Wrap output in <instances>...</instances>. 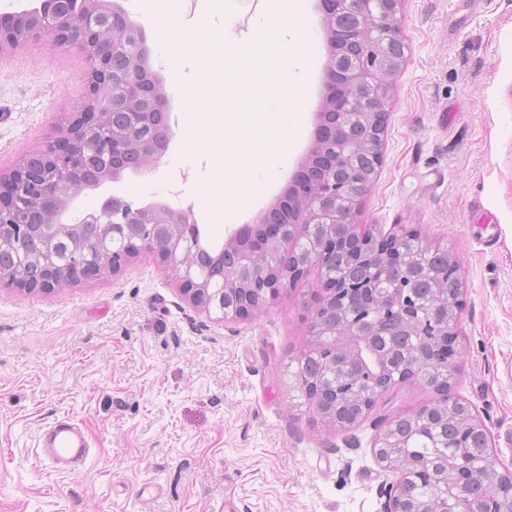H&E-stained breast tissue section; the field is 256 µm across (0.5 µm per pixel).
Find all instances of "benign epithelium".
I'll return each mask as SVG.
<instances>
[{
    "label": "benign epithelium",
    "mask_w": 512,
    "mask_h": 512,
    "mask_svg": "<svg viewBox=\"0 0 512 512\" xmlns=\"http://www.w3.org/2000/svg\"><path fill=\"white\" fill-rule=\"evenodd\" d=\"M352 3L358 16V37L366 41L372 52L378 57L386 56V46L379 39L381 30L401 35L398 19L402 0H322V25L327 35L334 33L342 6ZM84 12L74 9L72 0H42L40 8L0 15V54L15 51L27 43L47 37L59 46L80 49L89 62L85 104L63 129L59 138L50 140L40 151L26 156L7 175L0 174V243L15 234V227L7 220L17 213L19 189L33 186L39 192L43 205L60 217L66 204L85 189L77 181L70 180L74 191L63 194L59 190L60 177L80 170L96 150L109 157H118L127 150H137L147 156L143 169L156 167L162 157L161 147L150 141L136 137L117 139L109 136L104 128V111L101 89L109 80V59L115 53L120 42V34L126 30V19L106 2V0H82ZM401 61L388 60V71L369 68L352 59L346 51L338 47L330 55L327 73L336 74L338 83L345 93L336 97L331 91L326 94L320 112L316 113V123L322 124L326 112H346L349 109L350 95L372 92V96L388 100L391 93L392 77L400 69ZM117 96L133 107L130 113L132 123L143 124L151 112L166 107V100L148 95L139 72L133 70L121 83ZM356 117L373 135H382L386 113L358 112ZM330 155L333 165L352 167L355 156L349 149L344 126H333L329 136L315 134L302 167L309 166L318 155ZM287 191L293 193L298 201L294 218L289 224L280 225L269 231L264 220L254 224H244L228 230L225 245L236 247L239 267L249 271L246 280L240 274H226L223 295L231 294L235 286L244 291L240 302L228 308L224 303L213 300L205 285L197 280L190 270L186 257L197 248L195 233L202 232L193 221V215L187 210H174L166 206L134 208L119 197L108 198L101 208L86 215V220L100 224L107 238L131 237L132 229L138 217L150 214L161 219L160 227L178 224L182 233L162 242L141 241L133 245L130 253L112 257L105 265H92L81 254L67 259L63 264H48L36 283L23 282L0 271V282L23 288L27 291L50 290L61 285H73L101 276L105 271H117L129 258L157 255L178 274L184 293L196 305L206 312L215 311L224 319L249 316L257 310L256 303L262 304L274 299L283 289L282 276L270 271H259L258 259L278 248L281 252L295 250V241L317 228L322 229L321 236L312 246L309 258L298 263V267L287 273L288 284L293 285L317 270L322 281L323 294L316 312L333 309L344 310L354 294L350 285L337 279L327 270L326 258L336 254L341 244L354 232L360 234L359 255L373 265L380 263L393 266L405 265L401 251L395 250L383 239L375 236L368 238L361 234L357 216V204L347 194V190L337 186L334 176H329L322 185L316 186L307 181L298 186L290 181ZM401 313L403 324L410 330L418 331L414 309L407 302V295L394 290L388 296L376 298L370 313L350 328H342L336 323L326 331V335L339 340V345L324 349L321 354L331 359L342 360L347 369L366 365L373 370L382 365V353L375 336L378 335L379 321L389 310ZM436 328L434 340L448 347V366H453L456 358L462 354V348L456 338L457 314H448V306L435 307ZM381 466L398 474L397 480L385 489V501L382 512H431L430 508L412 509L402 498V483L411 475L387 457H377ZM467 452L464 448L448 454L447 462L441 468H434L430 458L417 462L416 472L425 475L431 484L441 489L451 505L449 512H458L457 505L470 498L472 486L469 478ZM483 482L494 489V494L482 499L467 509V512H506L498 503L506 501L512 504V470L498 468L496 461L477 473Z\"/></svg>",
    "instance_id": "7a95c632"
}]
</instances>
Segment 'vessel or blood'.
<instances>
[{"instance_id": "vessel-or-blood-1", "label": "vessel or blood", "mask_w": 512, "mask_h": 512, "mask_svg": "<svg viewBox=\"0 0 512 512\" xmlns=\"http://www.w3.org/2000/svg\"><path fill=\"white\" fill-rule=\"evenodd\" d=\"M89 452V440L84 429L66 415L54 419L43 430L36 450L39 459L58 472L79 469Z\"/></svg>"}]
</instances>
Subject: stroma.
<instances>
[{
  "label": "stroma",
  "mask_w": 512,
  "mask_h": 512,
  "mask_svg": "<svg viewBox=\"0 0 512 512\" xmlns=\"http://www.w3.org/2000/svg\"><path fill=\"white\" fill-rule=\"evenodd\" d=\"M308 94L287 162L253 186L240 223L283 196L307 154L326 92L328 45L304 0ZM407 45L392 82L383 163L358 220L387 237L415 231L447 248L463 276L453 392L496 458L512 467V0H403ZM250 0H236L222 42L258 43ZM88 62L50 39L0 56V172L65 126L83 102ZM205 159L170 140L155 169L82 192L71 212L116 195L133 207L194 205ZM322 293L310 273L249 317L194 306L156 257L50 291L0 283V512H381L396 479L373 444L384 422L434 394L406 382L344 431L291 408L288 364L308 346ZM67 414L90 438L85 466L53 471L36 448Z\"/></svg>",
  "instance_id": "1"
}]
</instances>
